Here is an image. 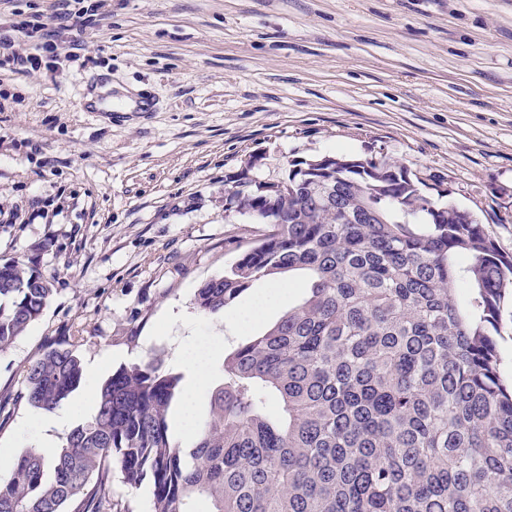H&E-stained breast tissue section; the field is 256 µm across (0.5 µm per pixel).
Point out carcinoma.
<instances>
[{"instance_id":"carcinoma-1","label":"carcinoma","mask_w":512,"mask_h":512,"mask_svg":"<svg viewBox=\"0 0 512 512\" xmlns=\"http://www.w3.org/2000/svg\"><path fill=\"white\" fill-rule=\"evenodd\" d=\"M292 166L224 188L229 215L267 230L195 304L220 313L287 272L305 275L306 296L224 357L190 442L167 422L182 376L158 357L121 367L54 456L17 459L0 512H112V465L151 484L152 512H197L200 499L208 512H512V380L496 339L512 257L404 166ZM50 293L0 258V350ZM83 378L73 350L50 346L28 367V401L50 412Z\"/></svg>"}]
</instances>
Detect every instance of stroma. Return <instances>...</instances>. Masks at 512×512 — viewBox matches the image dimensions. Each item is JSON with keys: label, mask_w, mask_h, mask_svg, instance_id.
Wrapping results in <instances>:
<instances>
[{"label": "stroma", "mask_w": 512, "mask_h": 512, "mask_svg": "<svg viewBox=\"0 0 512 512\" xmlns=\"http://www.w3.org/2000/svg\"><path fill=\"white\" fill-rule=\"evenodd\" d=\"M78 38L84 69L16 77L0 109V257L52 288L0 350V448L22 455L95 414L83 385L53 411L29 404L27 367L51 344L98 385L157 357L187 386L202 337L227 355L302 299L292 278L257 319L265 281L216 315L194 303L265 231L224 218V186L242 175L384 159L512 254V0H107ZM90 77L129 111L81 108ZM106 487L113 512H151L149 484L115 468Z\"/></svg>", "instance_id": "35a3bbf8"}]
</instances>
